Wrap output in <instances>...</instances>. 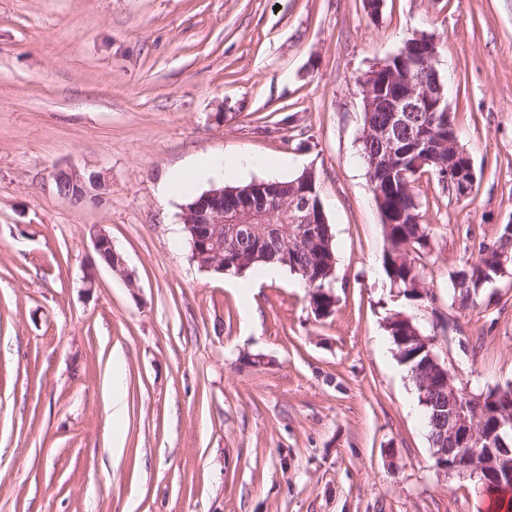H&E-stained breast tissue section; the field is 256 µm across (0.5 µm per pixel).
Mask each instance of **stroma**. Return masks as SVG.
<instances>
[{
    "mask_svg": "<svg viewBox=\"0 0 512 512\" xmlns=\"http://www.w3.org/2000/svg\"><path fill=\"white\" fill-rule=\"evenodd\" d=\"M421 33L477 178L461 200L415 181L411 302L381 266L358 80ZM239 153L264 162L247 184L316 174L331 316L289 270L255 287L191 261L182 210L224 180L158 186ZM67 167L100 175L95 202L58 193ZM508 224L512 0H0V512H488L437 469L385 321L411 315L472 393L512 384V272L473 306L451 286ZM89 232L96 253L107 252L111 256V262L108 265L110 269L123 276L128 285H134L132 274L126 269L122 257L114 250L111 237L97 226H93Z\"/></svg>",
    "mask_w": 512,
    "mask_h": 512,
    "instance_id": "35a3bbf8",
    "label": "stroma"
}]
</instances>
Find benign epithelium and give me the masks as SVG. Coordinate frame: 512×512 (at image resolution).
I'll return each instance as SVG.
<instances>
[{"label": "benign epithelium", "instance_id": "benign-epithelium-1", "mask_svg": "<svg viewBox=\"0 0 512 512\" xmlns=\"http://www.w3.org/2000/svg\"><path fill=\"white\" fill-rule=\"evenodd\" d=\"M363 96V111L385 112L384 122L372 127L363 126L359 143L365 147L369 172L380 170L391 177L402 178L403 159L409 155L428 154L429 134L418 131L417 113L445 112L450 108L440 80L431 84L418 83L411 76V63L405 58L372 66L359 79ZM442 181L452 186L453 194L467 197L476 181V172L467 154L455 155L443 167ZM53 178L60 195L68 198L73 189L98 186L99 175L84 176L75 169H58ZM258 192L250 191L235 205L224 207V189L214 188L197 202L184 207L180 219L189 235L191 260L204 270L227 273L233 266L242 264L235 256L237 225L251 224L258 236H263L265 225L273 224L286 215L294 225H302V231L314 238V225L323 223L321 209H313V186L304 180L293 184L287 197L264 193L265 186H257ZM90 237L96 253L111 256L109 267L135 287L132 274L126 269L122 257L114 250L111 237L101 228L90 229ZM410 333L424 346L430 360V368L416 379L421 390L422 403H428L427 394L436 386L448 387V434L445 446L434 449L437 469L449 476L480 479L484 484L496 481L504 474L512 475V443H507L508 433L502 432L506 419L490 430H484L482 407L486 395H475L458 390L447 364L434 350L435 340L422 335L412 326Z\"/></svg>", "mask_w": 512, "mask_h": 512}]
</instances>
